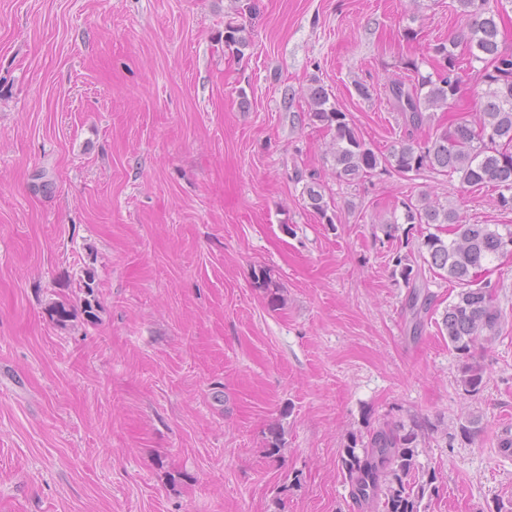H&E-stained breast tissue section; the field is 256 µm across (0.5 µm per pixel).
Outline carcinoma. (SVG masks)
<instances>
[{
	"label": "carcinoma",
	"instance_id": "cac0c4a2",
	"mask_svg": "<svg viewBox=\"0 0 512 512\" xmlns=\"http://www.w3.org/2000/svg\"><path fill=\"white\" fill-rule=\"evenodd\" d=\"M462 15L472 19L469 30L448 36L431 47L435 61L424 74L414 59L405 60L416 82L401 81L388 86L389 100L400 112L405 126L417 130L431 122L429 111L447 110L461 91L463 64L456 49L465 45L470 63H479L473 114L448 117L437 125L424 142L396 141L385 155L371 148L349 114L330 103L328 92L314 87L309 92L312 121L334 130L327 153L331 156L336 179L348 184L361 181L378 171H394L402 177L428 170L438 176H458L470 187L488 184L497 191V204L512 209V50L502 46L500 24L512 0H457ZM224 45L245 55L249 47L242 27L224 28ZM306 207L325 224L335 223L336 213L325 190L316 181L306 183ZM403 223L448 225V239L429 232L418 246L428 271L448 280L457 288L441 318L440 331L462 360L459 383L469 396L485 387L484 367L474 359L482 337L495 333L501 313L493 291L479 282L477 273L488 269L512 245V225L467 224L458 208L438 196L423 194L416 200L402 201ZM405 282L423 277L422 266L409 255L394 257ZM428 289L413 291L410 309L414 318L429 310ZM432 430L427 418L409 424L386 425L363 437L352 435L342 457V470L350 498L371 512H420L424 497L439 491L435 474L422 480L417 457L420 438Z\"/></svg>",
	"mask_w": 512,
	"mask_h": 512
}]
</instances>
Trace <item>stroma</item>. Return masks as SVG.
Wrapping results in <instances>:
<instances>
[{
    "instance_id": "obj_1",
    "label": "stroma",
    "mask_w": 512,
    "mask_h": 512,
    "mask_svg": "<svg viewBox=\"0 0 512 512\" xmlns=\"http://www.w3.org/2000/svg\"><path fill=\"white\" fill-rule=\"evenodd\" d=\"M468 24L455 0H0V512H365L350 435L416 416L440 480L423 512L512 503V256L470 397L436 325L447 281L415 330L392 258L418 236L385 234L409 195L469 224L512 210L426 171L339 182L308 117L321 86L375 151L424 141L387 87ZM306 207L313 210L324 224H335L336 213L332 208L330 198H327L325 190L317 181H310L304 187Z\"/></svg>"
}]
</instances>
